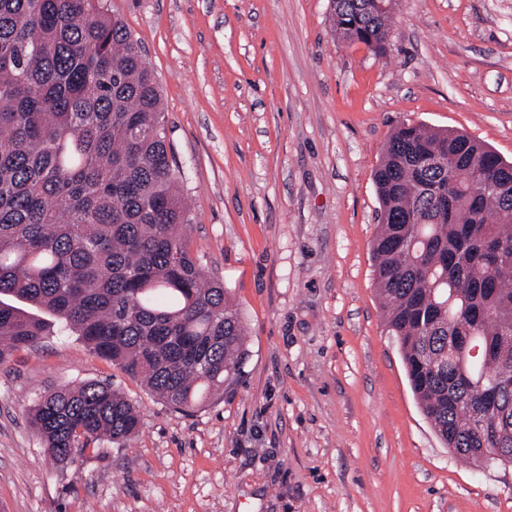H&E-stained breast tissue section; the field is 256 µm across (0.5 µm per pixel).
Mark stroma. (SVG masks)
<instances>
[{
    "instance_id": "stroma-1",
    "label": "stroma",
    "mask_w": 512,
    "mask_h": 512,
    "mask_svg": "<svg viewBox=\"0 0 512 512\" xmlns=\"http://www.w3.org/2000/svg\"><path fill=\"white\" fill-rule=\"evenodd\" d=\"M158 78L189 249L248 356L190 416L51 327L0 365V512H512V463H467L421 413L374 286L373 172L403 122L512 159V0H399L378 54L331 0H107ZM88 380L138 433L68 469L35 396Z\"/></svg>"
}]
</instances>
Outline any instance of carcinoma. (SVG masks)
<instances>
[{"label": "carcinoma", "mask_w": 512, "mask_h": 512, "mask_svg": "<svg viewBox=\"0 0 512 512\" xmlns=\"http://www.w3.org/2000/svg\"><path fill=\"white\" fill-rule=\"evenodd\" d=\"M333 29L385 51L394 10L332 0ZM448 157L425 168L426 157ZM182 174L157 80L104 0H0V296L41 308L98 356L194 413L247 357L224 283L205 277L183 227ZM375 286L411 389L437 436L469 462L512 448V390L481 441L474 412L512 377V162L470 135L402 123L375 170ZM51 324L0 301V364ZM473 336L456 368L450 345ZM60 468L139 429L108 382L53 387L29 409Z\"/></svg>", "instance_id": "carcinoma-1"}]
</instances>
